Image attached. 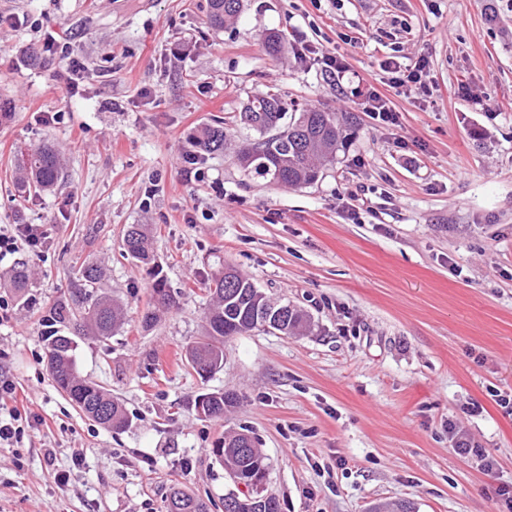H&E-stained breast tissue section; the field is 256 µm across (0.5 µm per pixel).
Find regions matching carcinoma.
<instances>
[{"instance_id": "1", "label": "carcinoma", "mask_w": 512, "mask_h": 512, "mask_svg": "<svg viewBox=\"0 0 512 512\" xmlns=\"http://www.w3.org/2000/svg\"><path fill=\"white\" fill-rule=\"evenodd\" d=\"M241 0H209L208 20L213 29L235 19ZM240 122L257 131L260 139L242 145L237 151L241 167L270 182L300 187L316 182L326 166L334 163L338 152L349 142V128L353 117L346 113L327 112L310 108L287 114L285 102L275 94H258L248 100L240 113ZM226 133L222 123L203 127L194 140L198 156L224 150ZM24 171L22 187L49 190L56 186L60 172V158L48 146L32 150L22 159ZM123 247L132 258L148 263L153 259V240L143 224H131L123 235ZM12 288L24 294L29 287L30 271L26 264L15 266L8 274ZM101 272L94 265L78 270V275L51 312L53 323L67 333L53 332L46 345V363L55 387L67 396L88 418L106 427L125 426L128 420L108 390L90 380L81 378L76 369L73 352L74 337L92 335L106 340L120 326L122 309L100 289ZM211 306L206 316L205 334L187 352L189 363H209L207 373L212 375L224 365V339L254 330H276L285 336H296L311 330L310 318L300 309L279 303L256 287L254 282L232 266L224 267L222 274L212 278L209 285ZM151 299L158 308L172 309L178 305L161 278L152 284ZM236 403L232 394L220 391L209 396L206 417L219 419L224 410ZM243 433L228 432L219 447L212 449L224 470L243 480L254 477L256 460L264 457L255 439L250 447H240ZM182 494L175 488L165 500V512L170 503ZM184 495V494H182ZM185 512H207L206 505L186 494L181 500Z\"/></svg>"}]
</instances>
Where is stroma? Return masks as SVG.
<instances>
[{"instance_id":"1","label":"stroma","mask_w":512,"mask_h":512,"mask_svg":"<svg viewBox=\"0 0 512 512\" xmlns=\"http://www.w3.org/2000/svg\"><path fill=\"white\" fill-rule=\"evenodd\" d=\"M208 11V0H0V227L49 233L42 254L0 259L1 275L23 261L35 281L23 301L0 288V379L29 391L42 422L0 446V512H164L175 485L224 512L234 485L211 450L243 428L280 512L398 500L511 512L500 491L512 489V411L500 400H512V0H242L221 30ZM51 31L64 55L43 52ZM271 32L285 40L275 57ZM326 53L344 56L343 76L324 71ZM392 57L426 59L430 96L390 86ZM370 90L397 125L366 111ZM268 91L357 119L314 184L273 185L237 161L236 146L259 137L239 114ZM217 121L229 148L191 162V138ZM46 144L61 182L25 196L19 162ZM130 224L155 229V266L125 255ZM87 264L124 323L104 342L78 338L76 369L122 404L123 428L83 416L46 370L44 317ZM227 264L313 327L233 337L203 380L185 355ZM158 274L180 307L146 329ZM218 390L236 405L199 417L195 398ZM452 424L493 453V470L455 452Z\"/></svg>"}]
</instances>
